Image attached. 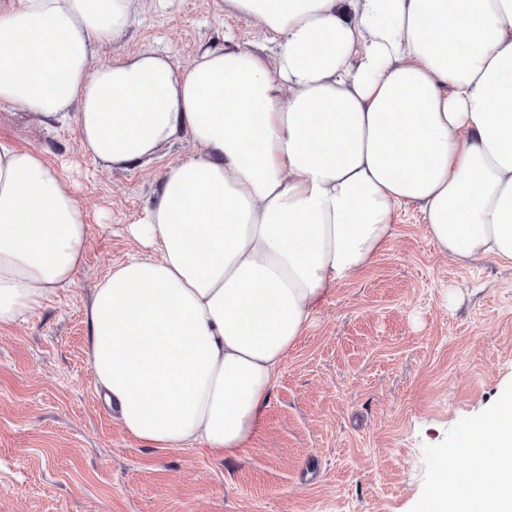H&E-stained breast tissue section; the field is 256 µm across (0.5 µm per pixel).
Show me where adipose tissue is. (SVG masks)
<instances>
[{"label": "adipose tissue", "mask_w": 512, "mask_h": 512, "mask_svg": "<svg viewBox=\"0 0 512 512\" xmlns=\"http://www.w3.org/2000/svg\"><path fill=\"white\" fill-rule=\"evenodd\" d=\"M141 0H0V105L74 122L113 168L181 139L86 309L92 376L132 437L236 456L313 313L416 208L442 253L512 267V0H224L262 47L176 67L100 49ZM89 213L0 138V326L85 260ZM424 512H512V397L470 423ZM496 474L485 479L486 470Z\"/></svg>", "instance_id": "1"}]
</instances>
